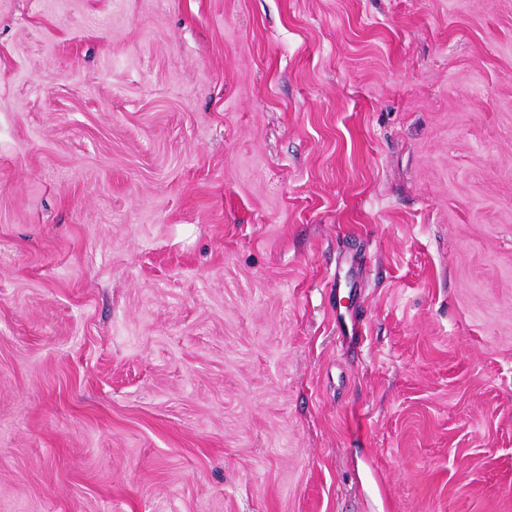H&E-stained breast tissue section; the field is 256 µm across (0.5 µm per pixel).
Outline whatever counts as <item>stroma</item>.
Here are the masks:
<instances>
[{
    "mask_svg": "<svg viewBox=\"0 0 512 512\" xmlns=\"http://www.w3.org/2000/svg\"><path fill=\"white\" fill-rule=\"evenodd\" d=\"M0 512H512V0H0Z\"/></svg>",
    "mask_w": 512,
    "mask_h": 512,
    "instance_id": "35a3bbf8",
    "label": "stroma"
}]
</instances>
